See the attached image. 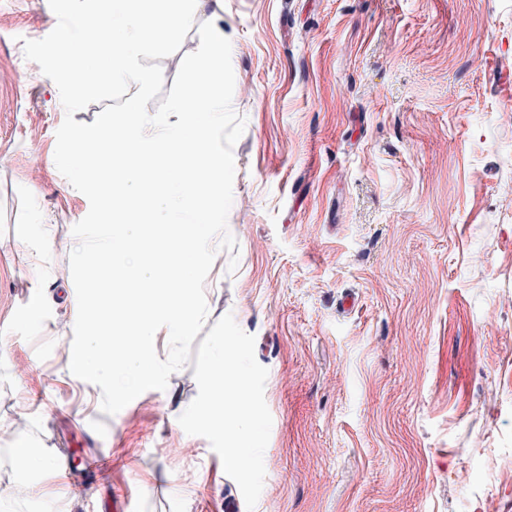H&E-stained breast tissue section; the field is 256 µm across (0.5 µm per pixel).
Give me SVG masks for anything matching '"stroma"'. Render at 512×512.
Returning <instances> with one entry per match:
<instances>
[{
  "label": "stroma",
  "mask_w": 512,
  "mask_h": 512,
  "mask_svg": "<svg viewBox=\"0 0 512 512\" xmlns=\"http://www.w3.org/2000/svg\"><path fill=\"white\" fill-rule=\"evenodd\" d=\"M195 21L230 40L246 120L236 246L205 296L207 326L233 315L268 370L251 512H512V0H207ZM56 24L48 0H0V512H250L178 423L194 364L112 416L69 370L89 202L56 168L65 111L21 44ZM197 26L160 59L164 90ZM489 54L493 74L473 63ZM18 444L111 467L72 497Z\"/></svg>",
  "instance_id": "35a3bbf8"
}]
</instances>
